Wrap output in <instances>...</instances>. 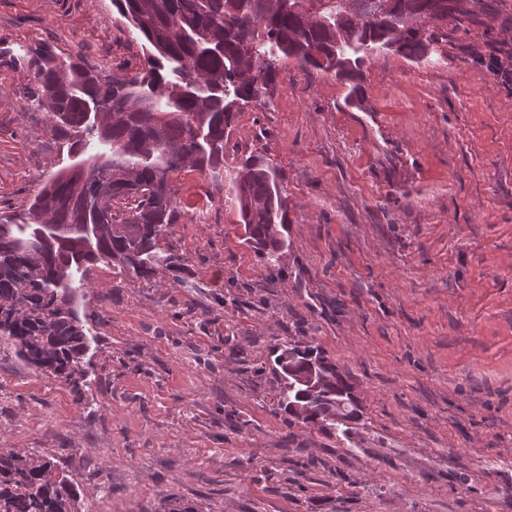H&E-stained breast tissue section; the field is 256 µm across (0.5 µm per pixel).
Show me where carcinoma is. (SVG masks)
I'll list each match as a JSON object with an SVG mask.
<instances>
[{"label": "carcinoma", "instance_id": "1", "mask_svg": "<svg viewBox=\"0 0 512 512\" xmlns=\"http://www.w3.org/2000/svg\"><path fill=\"white\" fill-rule=\"evenodd\" d=\"M118 16L142 39L144 67L115 75L81 57L43 45L9 60L33 72L31 100L50 114L68 156L96 161L79 192L64 167L28 208L0 216V343L35 372L88 385L90 340L80 316L84 274L105 261L128 280L175 266L160 240L176 223L171 175L187 164L215 174L224 168V138L234 108L268 103L276 81L267 54L303 71L332 72L359 86L365 60L391 50L427 58L435 26L458 29L481 20L488 0H112ZM283 176L267 158L248 156L227 171L247 240L278 264L288 247ZM321 363V386H295L280 369L278 405L303 424L335 426L336 405L351 386L324 352L288 344ZM0 512H92L68 473L47 456L0 450Z\"/></svg>", "mask_w": 512, "mask_h": 512}]
</instances>
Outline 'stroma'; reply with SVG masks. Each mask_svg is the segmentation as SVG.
<instances>
[{"mask_svg": "<svg viewBox=\"0 0 512 512\" xmlns=\"http://www.w3.org/2000/svg\"><path fill=\"white\" fill-rule=\"evenodd\" d=\"M43 43L116 74L143 65L111 0H0V49ZM275 66L224 166L280 169L278 266L227 185L182 168L159 242L179 266L87 274L88 386L0 350V449L52 458L93 512H512V0L449 29L431 62L370 57L358 98ZM34 87L0 63V213L69 163ZM294 342L352 386L349 435L280 410L272 352Z\"/></svg>", "mask_w": 512, "mask_h": 512, "instance_id": "1", "label": "stroma"}]
</instances>
